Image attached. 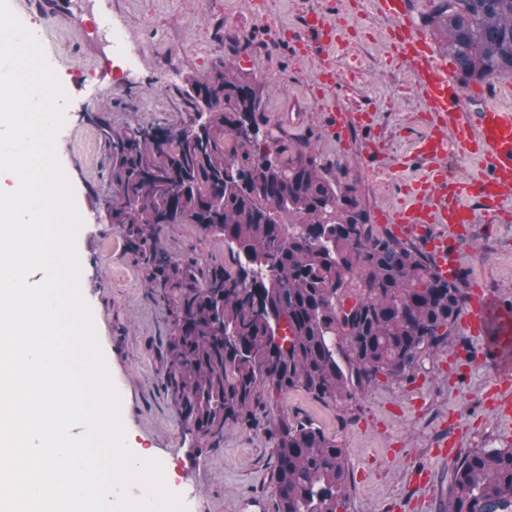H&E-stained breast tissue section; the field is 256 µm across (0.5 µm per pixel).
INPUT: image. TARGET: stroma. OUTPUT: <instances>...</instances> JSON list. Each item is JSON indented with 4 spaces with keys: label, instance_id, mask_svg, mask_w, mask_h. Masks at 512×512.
<instances>
[{
    "label": "stroma",
    "instance_id": "35a3bbf8",
    "mask_svg": "<svg viewBox=\"0 0 512 512\" xmlns=\"http://www.w3.org/2000/svg\"><path fill=\"white\" fill-rule=\"evenodd\" d=\"M26 15L45 60L65 90L63 122L55 145L81 224L74 242L85 257L79 281L110 381L120 398L123 428L158 461L168 490L186 512H275L272 440L239 425L214 443L189 433L163 386L164 340L171 308L147 287V273L125 247L105 212L106 159L95 118L112 128L135 123H180L189 107V77L208 73L229 52L232 37L252 39L241 68L263 85L267 114L289 134L311 137L317 156L346 163L369 214L396 207L405 184L422 179L425 162L414 157L428 132L423 105L407 68L389 49L386 20L366 0H9ZM326 11L351 30L335 54L340 79L321 96L317 52L299 56L286 31L299 29L304 12ZM98 30L85 34L82 20ZM122 25L138 53L135 67L112 55L109 22ZM333 105L368 111L371 128L348 138L329 136L320 114ZM381 149L379 164L366 161V143ZM493 223L472 225L459 248L470 285L512 305V196ZM164 244L173 257L196 256L229 264L222 237L192 224L169 229ZM501 379L495 363L468 359L461 344L426 360L413 382H387L346 408L322 403L302 390L279 405L311 420L346 452L347 512H435L448 495V463L433 456L442 438L462 448H504L502 421L486 394Z\"/></svg>",
    "mask_w": 512,
    "mask_h": 512
}]
</instances>
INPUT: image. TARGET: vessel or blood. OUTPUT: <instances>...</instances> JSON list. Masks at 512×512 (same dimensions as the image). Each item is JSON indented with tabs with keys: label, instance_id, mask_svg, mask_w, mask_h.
Returning <instances> with one entry per match:
<instances>
[{
	"label": "vessel or blood",
	"instance_id": "obj_1",
	"mask_svg": "<svg viewBox=\"0 0 512 512\" xmlns=\"http://www.w3.org/2000/svg\"><path fill=\"white\" fill-rule=\"evenodd\" d=\"M373 4L377 15L389 21L391 50L412 74L424 110L432 118L429 134L415 149L416 155L429 164L424 191L380 213L379 219L392 225L402 239H426L436 271L448 278L458 267L460 238L466 225L480 218L492 222L499 202L512 196V108L489 104L482 112L471 114L469 93L453 80L447 63L436 56L430 39L413 23L408 0H373ZM292 37L303 49L314 41L324 45L342 41L340 27L316 8L305 13L302 29L293 32ZM322 119L334 135L345 132L349 124L367 126L372 121L367 112L332 108L323 112ZM452 151L479 157L480 170L466 178L449 177L445 161ZM474 199L483 203V215H476L472 209L470 202ZM433 224L446 225V232L430 235ZM510 329L512 308L483 289H473L463 330L481 340L483 353L496 363H512V349L504 348L499 341L500 335ZM489 400L499 418H512V385L495 386Z\"/></svg>",
	"mask_w": 512,
	"mask_h": 512
}]
</instances>
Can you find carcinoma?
I'll use <instances>...</instances> for the list:
<instances>
[{
    "label": "carcinoma",
    "mask_w": 512,
    "mask_h": 512,
    "mask_svg": "<svg viewBox=\"0 0 512 512\" xmlns=\"http://www.w3.org/2000/svg\"><path fill=\"white\" fill-rule=\"evenodd\" d=\"M424 2L461 85L512 76V0ZM184 93L193 112L177 125L97 122L108 218L173 306L165 390L197 436L263 426L276 445L277 512H346L345 449L271 410L294 389L346 406L413 381L461 340L467 272L441 278L422 243L370 223L348 166L317 162L311 139L272 122L263 86L232 62ZM175 224L223 236L235 268L173 258L163 235ZM438 512H512V448L463 450Z\"/></svg>",
    "instance_id": "obj_1"
}]
</instances>
